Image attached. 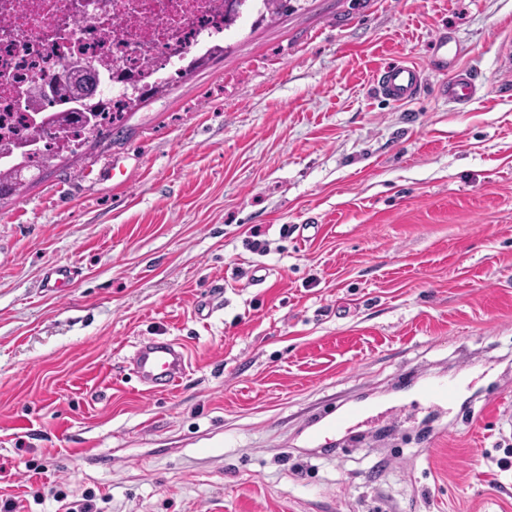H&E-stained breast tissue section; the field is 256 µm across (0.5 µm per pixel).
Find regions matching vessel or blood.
Wrapping results in <instances>:
<instances>
[{"instance_id": "obj_1", "label": "vessel or blood", "mask_w": 512, "mask_h": 512, "mask_svg": "<svg viewBox=\"0 0 512 512\" xmlns=\"http://www.w3.org/2000/svg\"><path fill=\"white\" fill-rule=\"evenodd\" d=\"M379 93L394 102H407L420 94L424 86L422 69L416 64L398 60L383 66L377 76ZM478 89L477 78L468 71H457L442 89L449 102L470 101ZM183 351L169 342L148 341L137 347L133 357V372L150 389H167L175 385L186 369ZM455 380L427 383L422 391L426 400L436 404L452 403L458 394Z\"/></svg>"}]
</instances>
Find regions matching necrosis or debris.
Returning <instances> with one entry per match:
<instances>
[{
    "label": "necrosis or debris",
    "mask_w": 512,
    "mask_h": 512,
    "mask_svg": "<svg viewBox=\"0 0 512 512\" xmlns=\"http://www.w3.org/2000/svg\"><path fill=\"white\" fill-rule=\"evenodd\" d=\"M224 9V0H0V167L31 166L83 140L78 121L66 123L65 142L39 136L49 118L92 109L108 125L133 96L221 48ZM75 53L102 77L93 96L75 104L51 95L38 111L19 110L21 91Z\"/></svg>",
    "instance_id": "necrosis-or-debris-1"
}]
</instances>
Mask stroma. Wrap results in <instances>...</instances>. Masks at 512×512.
<instances>
[{
	"label": "stroma",
	"mask_w": 512,
	"mask_h": 512,
	"mask_svg": "<svg viewBox=\"0 0 512 512\" xmlns=\"http://www.w3.org/2000/svg\"><path fill=\"white\" fill-rule=\"evenodd\" d=\"M442 33L469 104L438 93ZM508 39L512 0H296L0 201V505L512 512L485 411L512 407ZM391 60L422 95H378ZM150 338L186 356L172 389L130 369ZM455 373L453 403L420 398Z\"/></svg>",
	"instance_id": "stroma-1"
}]
</instances>
